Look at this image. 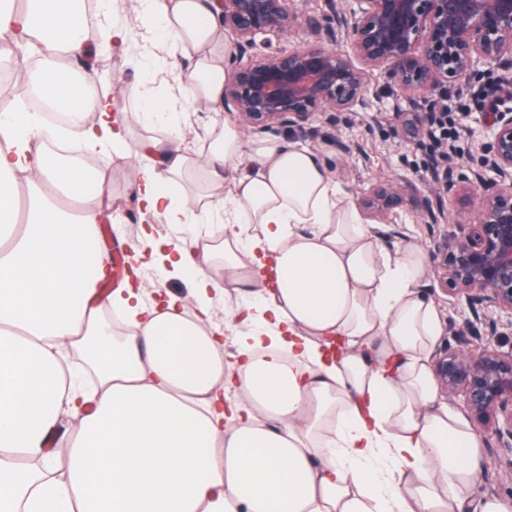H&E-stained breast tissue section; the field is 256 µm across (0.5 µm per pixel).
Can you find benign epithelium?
<instances>
[{
	"label": "benign epithelium",
	"instance_id": "1",
	"mask_svg": "<svg viewBox=\"0 0 512 512\" xmlns=\"http://www.w3.org/2000/svg\"><path fill=\"white\" fill-rule=\"evenodd\" d=\"M216 3L232 35L224 111L258 132L353 122L377 72L386 93L417 102L413 112L394 113L393 135L421 143L433 139L442 102L482 81L488 141L477 163H458L444 143L428 177L376 184L358 207L386 241L383 226L408 204L437 224L445 199L466 209L479 198L472 220L430 242L433 288L470 312L455 345L437 348L430 367L441 394H463L476 435L493 434L512 453V0H327L320 17L290 11L288 0ZM300 30L303 45L252 58L257 36ZM494 312L509 321L499 324Z\"/></svg>",
	"mask_w": 512,
	"mask_h": 512
}]
</instances>
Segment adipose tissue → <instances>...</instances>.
Segmentation results:
<instances>
[{
    "label": "adipose tissue",
    "mask_w": 512,
    "mask_h": 512,
    "mask_svg": "<svg viewBox=\"0 0 512 512\" xmlns=\"http://www.w3.org/2000/svg\"><path fill=\"white\" fill-rule=\"evenodd\" d=\"M82 3L0 0V42L26 39L38 61L25 83L72 117L87 154L137 158L145 227L132 251L189 291L103 293L82 257L122 209L83 193L82 172L46 149L56 132L41 113L0 110V512H463L480 443L437 399L443 326L419 292L422 250L381 249L304 146H247L227 123L211 128L204 160L183 149L191 113L224 108L225 49L206 0H138L131 26L99 0L113 35L137 32V70L167 88L128 117L85 65L101 42ZM174 51L188 69L170 66ZM135 122L165 135L133 138ZM247 161L255 171L220 197L225 170ZM197 168L211 193H174ZM155 222L174 236L157 239ZM227 281L239 303L219 324ZM110 307L125 332L102 322ZM70 346L94 391L64 368ZM63 415L73 432L58 477L49 440Z\"/></svg>",
    "instance_id": "adipose-tissue-1"
}]
</instances>
